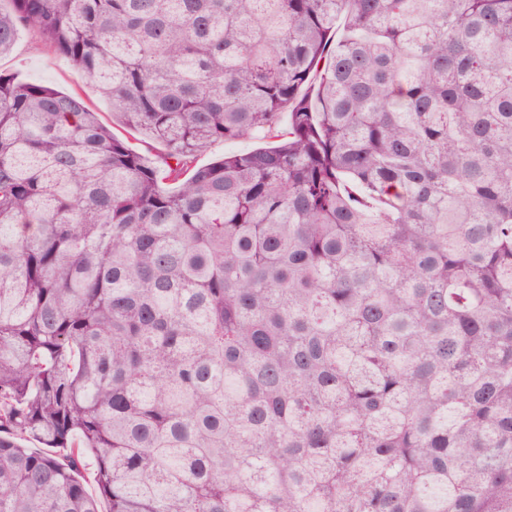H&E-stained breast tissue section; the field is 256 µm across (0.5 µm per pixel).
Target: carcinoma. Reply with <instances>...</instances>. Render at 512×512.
I'll use <instances>...</instances> for the list:
<instances>
[{"mask_svg":"<svg viewBox=\"0 0 512 512\" xmlns=\"http://www.w3.org/2000/svg\"><path fill=\"white\" fill-rule=\"evenodd\" d=\"M9 3L0 512H512V0ZM33 37L22 32L13 49L0 58V73L19 80L41 82L65 92H78L90 103L101 120L112 125V108L85 79L84 75L64 57L52 53H37L31 48ZM267 142V138L263 137V134L261 133L254 135L248 139L239 140L235 142L215 143L195 157V165L197 167L206 166L215 161L216 159L221 158L222 156H224V154L233 152H247L252 149L265 146Z\"/></svg>","mask_w":512,"mask_h":512,"instance_id":"obj_1","label":"carcinoma"}]
</instances>
